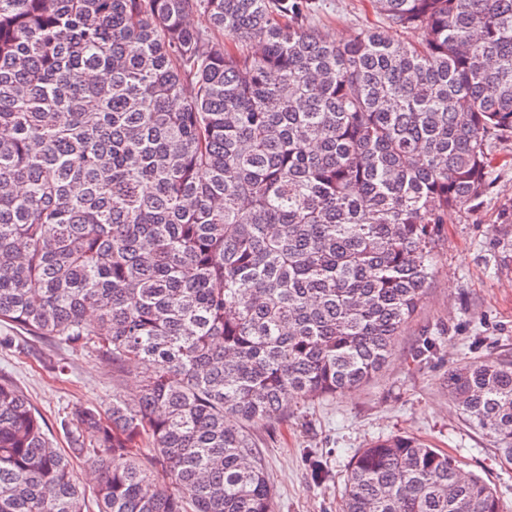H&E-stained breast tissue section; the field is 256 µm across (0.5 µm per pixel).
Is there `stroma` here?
<instances>
[{
	"instance_id": "stroma-1",
	"label": "stroma",
	"mask_w": 512,
	"mask_h": 512,
	"mask_svg": "<svg viewBox=\"0 0 512 512\" xmlns=\"http://www.w3.org/2000/svg\"><path fill=\"white\" fill-rule=\"evenodd\" d=\"M317 5L314 24L336 39L381 22L369 0ZM492 178L478 206L449 213L435 275L382 371L357 390L289 405L282 420L258 430L275 512H339L353 455L398 434L454 455L512 512V458L461 418L444 385L459 362L512 354V138L498 145ZM429 338L437 350L427 356L420 349ZM0 377L29 396L62 448L69 445L65 423L73 406L103 411L113 396L135 389L130 376L113 377L110 361L19 329L0 348ZM317 463L330 474L322 484L311 475Z\"/></svg>"
}]
</instances>
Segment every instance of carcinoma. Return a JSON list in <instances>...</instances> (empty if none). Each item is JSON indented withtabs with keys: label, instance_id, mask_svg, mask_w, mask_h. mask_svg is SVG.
Listing matches in <instances>:
<instances>
[{
	"label": "carcinoma",
	"instance_id": "1",
	"mask_svg": "<svg viewBox=\"0 0 512 512\" xmlns=\"http://www.w3.org/2000/svg\"><path fill=\"white\" fill-rule=\"evenodd\" d=\"M370 2L331 41L314 0H0V326L144 367L68 450L0 378V512H84L82 458L98 512H274L250 428L382 369L512 137V0ZM447 383L512 457V356ZM339 510L505 512L406 436Z\"/></svg>",
	"mask_w": 512,
	"mask_h": 512
}]
</instances>
